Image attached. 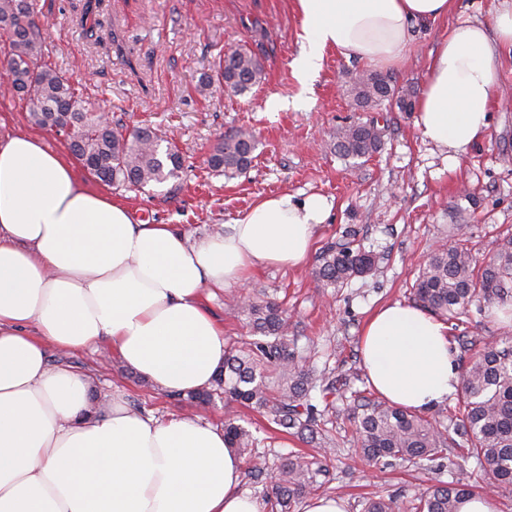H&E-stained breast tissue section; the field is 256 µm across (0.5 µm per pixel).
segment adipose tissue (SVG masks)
<instances>
[{
  "instance_id": "ef3b65f1",
  "label": "adipose tissue",
  "mask_w": 512,
  "mask_h": 512,
  "mask_svg": "<svg viewBox=\"0 0 512 512\" xmlns=\"http://www.w3.org/2000/svg\"><path fill=\"white\" fill-rule=\"evenodd\" d=\"M301 83L326 48L387 68L414 25L449 21L428 56L417 103L423 139L455 163L488 130L498 60L512 55V0L491 22L455 20L456 0H297ZM329 205L311 194L256 203L224 233L137 224L82 188L72 165L34 135L0 138V512H260L223 428L132 411L115 394L92 409L91 380L49 351L106 341L122 363L172 394L208 387L224 364L213 291L257 269L297 266ZM368 381L388 404L422 411L460 386L448 327L421 308L375 311L359 340Z\"/></svg>"
}]
</instances>
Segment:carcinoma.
Here are the masks:
<instances>
[{
	"label": "carcinoma",
	"mask_w": 512,
	"mask_h": 512,
	"mask_svg": "<svg viewBox=\"0 0 512 512\" xmlns=\"http://www.w3.org/2000/svg\"><path fill=\"white\" fill-rule=\"evenodd\" d=\"M0 28L9 35L4 61L5 92L28 101L34 124L64 133L69 148L84 169L115 188H144L177 178L184 158L169 144L160 153L163 138L150 127L132 131L117 124L103 126L92 108L76 93L75 83L45 60L42 32L33 0H0ZM265 77L257 57L242 47L224 52L214 73L198 86L202 95L213 86H227L243 95ZM356 106L375 109L384 102L403 112L414 110V92L377 72L349 77ZM381 133L373 122L336 129L332 146L344 159H361L377 151ZM256 150L253 136L243 130L213 148L211 170L229 178L248 170ZM314 271L323 288H342L370 272L374 257L353 242L326 244ZM415 300L446 321L459 319L471 306L512 299V239L497 244L493 253L478 259L462 246H443L431 252L413 285ZM242 313L256 338L244 348L229 351L212 382L224 399L237 402L266 417L269 425L310 439L329 437V411L336 399L349 402L357 444L370 461L393 458L427 460L438 470L448 452L464 461L475 459L495 486L512 489V342L484 344L462 367L459 412L441 428L426 417L376 400L349 383L317 377L298 350V337L288 335V318L281 305L257 293L242 303ZM319 391L323 407L310 402ZM224 440L240 452L253 447V434L235 417L224 419ZM313 462L300 456L284 459L267 493L271 512H293L295 503L313 489ZM474 494L467 484L438 485L414 504L416 512H459Z\"/></svg>",
	"instance_id": "carcinoma-1"
}]
</instances>
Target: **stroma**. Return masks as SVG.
Wrapping results in <instances>:
<instances>
[{
    "instance_id": "stroma-1",
    "label": "stroma",
    "mask_w": 512,
    "mask_h": 512,
    "mask_svg": "<svg viewBox=\"0 0 512 512\" xmlns=\"http://www.w3.org/2000/svg\"><path fill=\"white\" fill-rule=\"evenodd\" d=\"M36 13L48 61L78 81L94 111L129 128L157 130L173 139L185 159L179 179L140 190L106 186L75 166L82 187L126 204L135 223L216 234L271 195L300 200L316 193L327 199L329 216L300 265L262 269L245 285L212 299L210 308L223 322L229 346L252 338L234 308L239 295L262 290L283 304L289 333L316 371L352 377L356 388L366 389L357 345L364 322L379 306L412 303L416 273L435 247L451 242V225H467L469 245L481 259L498 241L512 238L511 56L501 60L502 96L486 136L449 164L423 141L416 113L386 104L372 111L354 105L346 78L370 70V63L328 48L309 86L299 83L294 61L304 33L296 0H98L93 8L87 0H36ZM447 30L443 22L414 27L404 61L387 69V76L397 86L422 92L428 54ZM240 45L262 60L265 81L244 95L220 86L200 94L199 82L218 56ZM272 97L283 100L282 109L269 110ZM373 119L382 131L379 150L354 162L340 159L328 143L329 132ZM240 129L257 140L252 165L233 179L215 175L210 153L224 135ZM36 131L51 150L69 155L64 137L30 122L27 102L0 96V135ZM349 228L375 254L376 264L345 287L321 288L314 277L319 251L327 242H343ZM448 335L490 342L512 339V327L489 311L473 310ZM49 356L51 364L87 374L100 407L118 390L131 409L160 419L186 415L220 425L225 415L240 416L259 440L251 455L241 458L242 488L260 501L282 457L291 454L327 458L328 472L315 476L319 493L340 498L346 512H363L373 497L394 499L400 512H407L440 480L491 489L472 461L441 474L427 462H366L342 401L331 417L332 439L321 446L272 431L261 414L223 395L192 403L164 392L126 368L105 343L69 354L53 350Z\"/></svg>"
}]
</instances>
